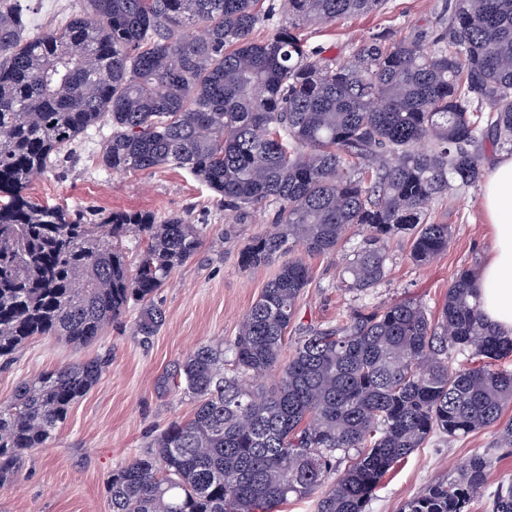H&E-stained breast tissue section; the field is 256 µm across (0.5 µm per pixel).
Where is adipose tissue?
I'll return each instance as SVG.
<instances>
[{"label": "adipose tissue", "instance_id": "ef3b65f1", "mask_svg": "<svg viewBox=\"0 0 512 512\" xmlns=\"http://www.w3.org/2000/svg\"><path fill=\"white\" fill-rule=\"evenodd\" d=\"M482 204L496 233V247L481 271L478 300L485 322L512 338V156L487 170Z\"/></svg>", "mask_w": 512, "mask_h": 512}]
</instances>
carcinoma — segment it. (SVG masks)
Returning a JSON list of instances; mask_svg holds the SVG:
<instances>
[{
  "label": "carcinoma",
  "instance_id": "1",
  "mask_svg": "<svg viewBox=\"0 0 512 512\" xmlns=\"http://www.w3.org/2000/svg\"><path fill=\"white\" fill-rule=\"evenodd\" d=\"M261 2L78 0L61 30L27 37L22 8L0 0V366L37 336L89 345L133 305L137 333L154 335L151 297L207 237L186 215L115 210L90 224L26 195L102 121L104 168L189 170L224 208V235L271 216L241 267L281 261L236 336L200 344L165 379L194 411L112 471V512H277L312 495L317 512H366L431 435H468L512 403V370L496 365L512 339L482 319L469 269L435 317L411 296L362 305L282 360L310 281L305 257L362 230L342 268L362 296L386 278L396 236L418 267L448 249L451 225L428 221L430 208L476 185L486 143L512 146V0H450L435 40L372 35L339 63L298 27L384 0ZM261 26L271 33L257 39ZM102 371L96 358L46 370L0 403V487ZM491 465L471 458L399 512H468ZM493 512H512V485Z\"/></svg>",
  "mask_w": 512,
  "mask_h": 512
}]
</instances>
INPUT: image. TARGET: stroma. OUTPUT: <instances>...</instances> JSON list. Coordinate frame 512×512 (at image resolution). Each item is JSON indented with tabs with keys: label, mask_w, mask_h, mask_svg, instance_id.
Masks as SVG:
<instances>
[{
	"label": "stroma",
	"mask_w": 512,
	"mask_h": 512,
	"mask_svg": "<svg viewBox=\"0 0 512 512\" xmlns=\"http://www.w3.org/2000/svg\"><path fill=\"white\" fill-rule=\"evenodd\" d=\"M446 0H386L375 12L305 29L303 35L324 56L348 60L360 40L377 33L404 36L431 27ZM25 33L33 37L61 28L74 11L75 0H20ZM108 125L89 127L69 155L30 184L27 196L40 204L83 213L92 223L112 210H150L165 217L190 214L210 234L198 252L178 268L154 296L162 313L154 336L135 330L137 310L112 322L92 345L74 348L54 337H38L17 354L11 368L0 369V402H8L18 382L39 372L98 357L106 367L97 385L70 409L67 419L46 447L28 452L18 481L0 488V512H111L105 480L112 470L133 460L174 420L189 418L194 403L162 377L201 342L231 340L244 313L259 298L276 271L275 265L242 269L238 256L267 223L239 224L224 235V211L212 192L189 171L165 167L154 171L112 172L99 159ZM481 188L435 203L434 220L452 226L447 250L429 267L413 266L409 244H390L386 280L356 298L339 286V274L358 244L351 234L339 252L308 257L310 282L298 303L289 339L302 328L335 321L356 304L381 307L404 296L421 299L437 313L448 286L464 269L483 268L495 248L493 227L481 201ZM499 429L489 426L457 439L432 436L389 471L367 505V512H398L401 504L428 484L456 473L468 458L492 459L488 483L469 512H492L498 485L512 483V447L502 445Z\"/></svg>",
	"instance_id": "35a3bbf8"
}]
</instances>
